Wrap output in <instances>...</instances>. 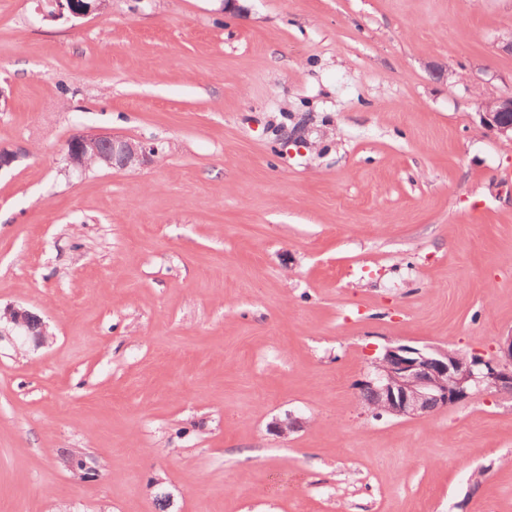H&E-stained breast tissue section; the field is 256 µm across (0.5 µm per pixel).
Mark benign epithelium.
Returning a JSON list of instances; mask_svg holds the SVG:
<instances>
[{
    "label": "benign epithelium",
    "mask_w": 512,
    "mask_h": 512,
    "mask_svg": "<svg viewBox=\"0 0 512 512\" xmlns=\"http://www.w3.org/2000/svg\"><path fill=\"white\" fill-rule=\"evenodd\" d=\"M54 14L81 18L102 12L103 0H53ZM481 127L492 130L512 144V94L489 100L479 112ZM67 165L80 173L90 163L109 169H129L152 161L153 150L141 141L114 134H75L66 141ZM43 320L26 310L11 309L0 337L15 334L42 342ZM363 387L376 394L369 405L376 417L383 415L422 419L439 409L466 401L474 390L486 389L512 394V333L501 337L497 354L486 358L474 352L463 355L439 347L389 346L376 362L375 372Z\"/></svg>",
    "instance_id": "obj_1"
}]
</instances>
